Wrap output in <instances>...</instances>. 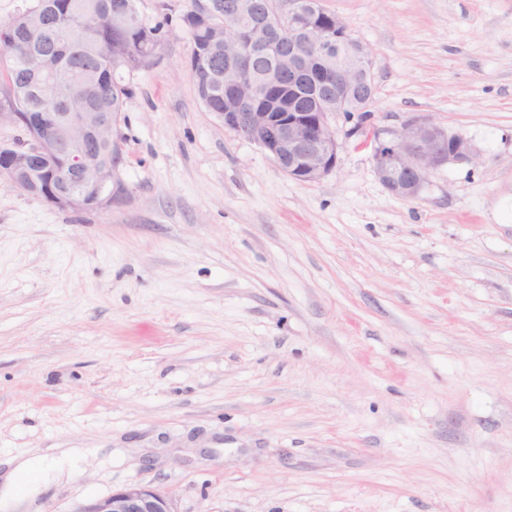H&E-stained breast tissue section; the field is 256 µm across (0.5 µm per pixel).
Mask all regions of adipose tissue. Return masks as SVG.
Here are the masks:
<instances>
[{
  "mask_svg": "<svg viewBox=\"0 0 512 512\" xmlns=\"http://www.w3.org/2000/svg\"><path fill=\"white\" fill-rule=\"evenodd\" d=\"M86 449L58 448L52 454L34 451L19 457L16 465L0 474V505L6 512H28L33 497L46 490L57 473L75 469Z\"/></svg>",
  "mask_w": 512,
  "mask_h": 512,
  "instance_id": "adipose-tissue-1",
  "label": "adipose tissue"
}]
</instances>
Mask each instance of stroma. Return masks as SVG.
<instances>
[{
    "instance_id": "35a3bbf8",
    "label": "stroma",
    "mask_w": 512,
    "mask_h": 512,
    "mask_svg": "<svg viewBox=\"0 0 512 512\" xmlns=\"http://www.w3.org/2000/svg\"><path fill=\"white\" fill-rule=\"evenodd\" d=\"M372 51L375 127L466 137L418 198L354 119L304 183L206 112L173 22L127 73L108 210L0 176V465L84 448L37 499L132 482L176 512H512V0H322Z\"/></svg>"
}]
</instances>
